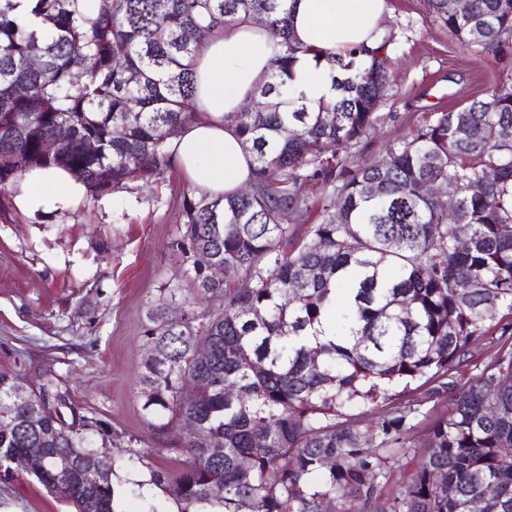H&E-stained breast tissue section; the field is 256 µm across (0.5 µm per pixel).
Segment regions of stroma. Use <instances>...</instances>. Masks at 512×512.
Returning a JSON list of instances; mask_svg holds the SVG:
<instances>
[{
	"label": "stroma",
	"instance_id": "1",
	"mask_svg": "<svg viewBox=\"0 0 512 512\" xmlns=\"http://www.w3.org/2000/svg\"><path fill=\"white\" fill-rule=\"evenodd\" d=\"M394 36L380 120L347 152L353 165L384 154L436 113L484 97L508 73L480 47L462 44L427 0H385ZM187 180L176 171L147 186L85 193L67 211L25 213L0 205V372L31 383L56 377L83 414L107 422V452L144 450L112 477L115 512H175L171 495L146 494L150 470L173 469L156 446L140 382L146 313L162 288H182L192 263L177 248ZM0 512H75L30 474L0 478Z\"/></svg>",
	"mask_w": 512,
	"mask_h": 512
}]
</instances>
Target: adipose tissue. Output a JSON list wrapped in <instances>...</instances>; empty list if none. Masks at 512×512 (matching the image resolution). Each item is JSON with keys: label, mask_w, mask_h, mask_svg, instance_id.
I'll return each mask as SVG.
<instances>
[{"label": "adipose tissue", "mask_w": 512, "mask_h": 512, "mask_svg": "<svg viewBox=\"0 0 512 512\" xmlns=\"http://www.w3.org/2000/svg\"><path fill=\"white\" fill-rule=\"evenodd\" d=\"M295 37L321 49V56H299L288 85L294 95L317 105L330 98L332 72L326 54H342L358 45H376L381 33L384 0H290ZM269 35L250 20L211 35L197 60L196 105L199 120L184 127L173 140L175 165L194 185L218 197L248 185L252 159L224 123V116L241 111L251 92L269 71ZM49 182L51 195L38 192ZM16 195L17 208L27 213L65 210L84 195V185L61 169H29Z\"/></svg>", "instance_id": "1"}]
</instances>
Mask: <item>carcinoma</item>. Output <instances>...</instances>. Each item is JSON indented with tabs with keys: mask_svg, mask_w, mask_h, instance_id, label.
I'll return each mask as SVG.
<instances>
[{
	"mask_svg": "<svg viewBox=\"0 0 512 512\" xmlns=\"http://www.w3.org/2000/svg\"><path fill=\"white\" fill-rule=\"evenodd\" d=\"M29 2L23 14L0 0V193L24 178L17 155L98 195L158 178L173 168L171 141L200 116L202 42L189 33L261 16L271 39L257 107L224 116L252 156L250 191L184 193L179 245L194 272L184 313L171 318L175 291L162 288L143 326L145 409L170 413L149 426L182 456L149 484L176 490V512H322L326 502L333 512H512V348L494 336L512 319V87L436 113L351 169L341 151L379 120L392 34L327 57L345 77L315 112L285 90L298 56L317 53L293 39L288 0ZM470 2L455 16L448 0H429L459 40L512 59V0ZM62 126L69 135L46 151ZM337 178L336 212L288 249L307 187ZM433 182L457 197L453 213L425 190ZM309 269L318 275L306 281ZM242 276L251 287L235 286ZM201 295L222 302L200 329ZM481 343L487 362L446 382ZM201 344L209 357L198 362ZM446 392L445 409L421 412ZM46 401L58 411L42 413ZM183 415L196 420L188 433L176 426ZM108 437L55 379L34 389L0 373V474L30 472L76 512H114L118 460L85 467ZM31 448L40 469L28 467Z\"/></svg>",
	"mask_w": 512,
	"mask_h": 512,
	"instance_id": "carcinoma-1",
	"label": "carcinoma"
}]
</instances>
